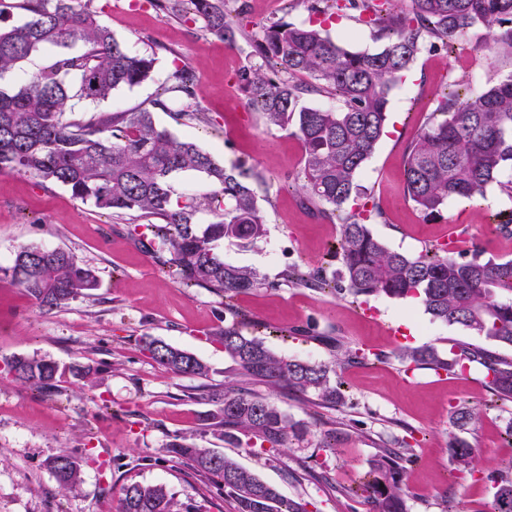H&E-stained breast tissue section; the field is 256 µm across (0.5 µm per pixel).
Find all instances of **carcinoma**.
Here are the masks:
<instances>
[{
	"label": "carcinoma",
	"mask_w": 512,
	"mask_h": 512,
	"mask_svg": "<svg viewBox=\"0 0 512 512\" xmlns=\"http://www.w3.org/2000/svg\"><path fill=\"white\" fill-rule=\"evenodd\" d=\"M164 16L198 23L208 34L233 43L253 42L263 59L238 72L251 109L270 128L287 131L303 146L295 184L304 204L337 221L340 238L332 257L338 277L297 265L283 280L354 298L385 296L417 299L433 320L458 325L501 348L512 349V261L464 260L433 246L417 255L388 248L367 226V217L346 208L361 194L357 178L384 133L389 94L426 45L448 52L465 49L459 35L484 28L490 50L512 58V0H288V7L332 17L356 13L355 19L384 41L376 52L356 51L334 40L316 25L280 20L247 32L231 16L225 0H151ZM23 11L19 24H0V77L20 69L31 55L53 49L51 63L13 89L0 88V173L29 175L44 185L67 187L74 198L121 217H155L151 225L152 256L173 270L187 287L205 288L231 301L266 285L254 269L224 260L221 243L234 239L251 244L266 232V220L252 183L257 172L226 168L194 141L178 139L158 126L149 110H87L69 118L74 101L99 103L120 88L153 78L156 58L132 52L105 24L93 0H16ZM77 82L71 83L70 77ZM165 93L193 99L197 79L183 66L172 73ZM311 94H327V106H304ZM512 170V77L479 92L452 82L438 100L427 124L408 146L404 192L426 216L442 212L450 199L479 201L496 182L512 197V181L499 176ZM186 172L203 178L206 189L174 200V179ZM208 213L211 221L199 222ZM34 303L62 308L100 288L95 269L63 248L28 245L13 263L0 268ZM211 337L237 366L247 384H266L305 398L316 408L334 410L346 403L342 383L323 364L290 358L268 348L236 323ZM144 349L166 371L205 378L207 364L188 351L147 337ZM396 357L416 368L452 372L467 362L485 369L495 402L512 404V357L481 345L455 344L447 357L430 345L403 346ZM10 369L17 380L43 391L58 388L69 374L90 380L89 366H60L45 358L15 357ZM214 409L202 426L229 443H268L288 449L307 433L276 404L244 387L201 394ZM480 412L460 406L453 425L465 430ZM451 462L474 471L473 449L453 437ZM167 453L211 480L230 497L236 512H307L305 504L286 500L279 490L234 459L177 436ZM412 455L389 442L377 447L368 479L359 490L368 494L372 512H407L402 474ZM58 486L74 493L81 483L82 458L62 452L47 461ZM488 479L492 512H512V466ZM116 512H191L181 508L162 485L130 483L121 487Z\"/></svg>",
	"instance_id": "cac0c4a2"
}]
</instances>
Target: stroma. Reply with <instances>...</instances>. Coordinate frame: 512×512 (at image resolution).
Returning <instances> with one entry per match:
<instances>
[{"instance_id": "35a3bbf8", "label": "stroma", "mask_w": 512, "mask_h": 512, "mask_svg": "<svg viewBox=\"0 0 512 512\" xmlns=\"http://www.w3.org/2000/svg\"><path fill=\"white\" fill-rule=\"evenodd\" d=\"M94 5L130 49L157 57L153 80L115 91L100 110L150 109L158 125L195 141L218 162L262 172L256 191L267 233L252 245L225 241L223 251L226 261L255 269L267 285L223 304L154 263L138 242V217L105 214L73 198L62 185L0 173V266H10L26 245L62 247L94 268L101 283L93 296L46 312L0 278V512H114L121 486L135 482L166 486L191 512H235L233 501L210 481L167 455L165 447L177 435L234 458L285 498L305 503L308 512H366L364 497L347 496L345 490L365 480L380 440L396 437L414 453L404 475L408 512H490L486 477L512 462L505 432L512 412L489 406L478 364L453 374L410 371L394 354L400 345H432L445 352L454 342L470 341L469 332L432 320L409 301L356 300L283 283L273 245L290 239L292 264L321 266L331 277L339 264L326 254L339 238V226L301 202L292 181L302 163L301 142L266 128L247 105L237 73L252 61V43L228 44L197 24L163 16L147 2L136 9L127 0H95ZM485 40V29L477 28L468 35V49L451 54L442 47L426 48L408 79L390 93L391 129L359 182L369 204L378 208L370 229L391 249L415 255L463 225V258L512 260V232L489 227L492 215L512 209V198L499 190L477 203L449 201L437 217L424 216L403 194L407 148L450 78L478 90L512 74V59L477 53ZM179 65L195 73V107L210 117V124L175 119L183 108L176 101L167 109L155 108ZM243 317L261 323L260 335L271 350L332 367L345 385L346 404L318 412L295 394L256 386L257 394L307 425L309 432L297 447L249 448L202 428L201 418L212 408L202 393L237 378L235 365L211 333ZM148 336L197 355L207 363L208 377L165 371L143 348ZM324 336L342 337L352 349L385 352L386 358L340 365L335 352L321 344ZM16 356L79 362L97 367L98 373L89 386L69 376L58 391H40L14 379L9 363ZM460 405L481 411L479 422L463 433L474 448L471 475L450 463L451 412ZM330 432L336 435L331 451L324 446ZM63 451L83 459L74 494L61 490L46 466Z\"/></svg>"}]
</instances>
